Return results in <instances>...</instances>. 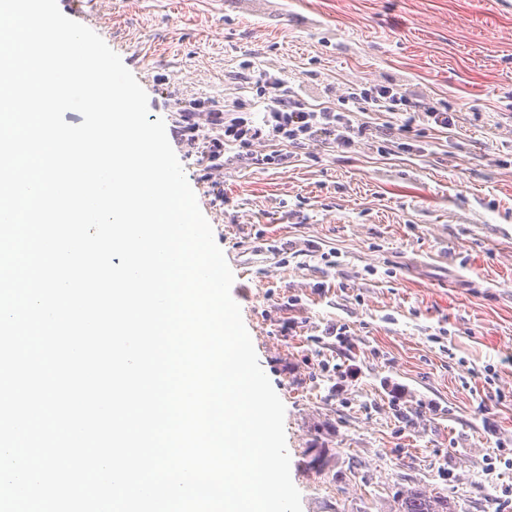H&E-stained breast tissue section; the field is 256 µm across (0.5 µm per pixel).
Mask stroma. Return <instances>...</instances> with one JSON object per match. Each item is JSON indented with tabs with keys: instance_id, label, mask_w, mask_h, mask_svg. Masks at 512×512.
<instances>
[{
	"instance_id": "35a3bbf8",
	"label": "stroma",
	"mask_w": 512,
	"mask_h": 512,
	"mask_svg": "<svg viewBox=\"0 0 512 512\" xmlns=\"http://www.w3.org/2000/svg\"><path fill=\"white\" fill-rule=\"evenodd\" d=\"M162 118L283 401L302 512H392L422 486L512 512V0H57ZM331 106L389 86L455 114L204 176L181 103L253 102L259 71ZM333 261H325V254ZM326 451L323 471L310 451Z\"/></svg>"
}]
</instances>
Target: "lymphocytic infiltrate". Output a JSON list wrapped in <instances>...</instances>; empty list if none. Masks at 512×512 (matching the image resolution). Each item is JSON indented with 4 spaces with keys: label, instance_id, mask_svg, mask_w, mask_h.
Segmentation results:
<instances>
[{
    "label": "lymphocytic infiltrate",
    "instance_id": "1",
    "mask_svg": "<svg viewBox=\"0 0 512 512\" xmlns=\"http://www.w3.org/2000/svg\"><path fill=\"white\" fill-rule=\"evenodd\" d=\"M255 89L261 105L255 116L238 104L204 114L192 106L181 110V135L194 134L204 125L213 133L199 161L205 174L223 170L226 153L249 151L259 143L274 142L296 149L324 141L344 150L355 148L370 131L368 124L355 123L354 114L358 111L406 113L407 123L397 130L401 137L416 121L443 130L451 129L454 124L452 112L424 99H410L387 86L357 89L341 97L339 106L321 108L307 106L298 92L266 70L257 77Z\"/></svg>",
    "mask_w": 512,
    "mask_h": 512
}]
</instances>
